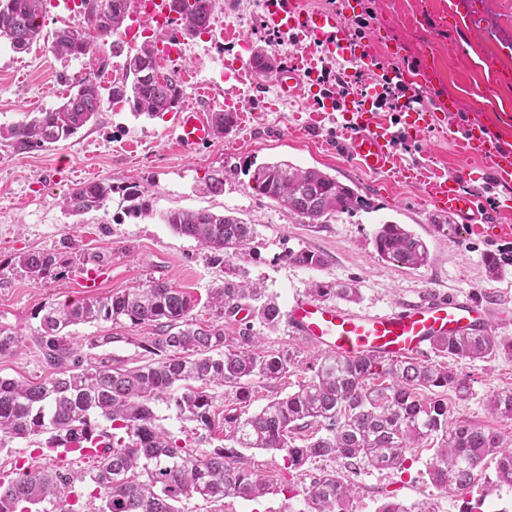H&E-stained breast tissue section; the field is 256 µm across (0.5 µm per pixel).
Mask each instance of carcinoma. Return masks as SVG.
I'll use <instances>...</instances> for the list:
<instances>
[{"instance_id": "1", "label": "carcinoma", "mask_w": 512, "mask_h": 512, "mask_svg": "<svg viewBox=\"0 0 512 512\" xmlns=\"http://www.w3.org/2000/svg\"><path fill=\"white\" fill-rule=\"evenodd\" d=\"M48 0H0V41L24 52L43 34ZM216 0H169L176 31L185 39L209 32ZM128 0H80L78 23L55 31L52 52L74 58L86 55L97 41L117 35L123 27ZM183 91L178 81L159 72L155 44L145 43L126 54L123 78L110 96L126 102L137 114L155 116L175 108ZM103 96L94 82L80 84L60 106L0 129V135L25 148H42L66 141L101 111ZM217 134L234 125L231 112L211 117ZM251 188L309 224H321L334 214L371 209V203L352 187L316 168L300 169L287 162L264 163L250 176ZM119 194L137 202L141 214L151 212L145 190L135 181L122 185L96 181L72 190L64 208L81 214L104 208ZM164 223L176 233L211 250L216 260L227 258L254 238L253 225L232 215L207 210H170ZM378 257L399 267L416 269L429 260L426 242L403 224H382L374 236ZM288 260L307 267L323 258L308 250L290 251ZM19 264L34 279L55 278L64 262L49 253H32ZM315 296L355 301L358 289L317 284ZM200 300L164 281L128 288L109 296L43 306L37 333L16 336L0 329V355L34 345L48 375L39 380L0 377V448L17 439L51 433L57 447L89 448L93 465L78 475L67 467L19 468L17 477L0 480V512H31L43 502L63 504L59 512H75L69 498L75 482L94 485L87 512H181L178 503L199 498L224 503L226 497L254 500L266 496L271 484L238 464L241 451L284 452L288 467L300 469L320 457H338L348 465L378 470L399 469L406 453L430 441L431 483L443 493H455L475 483L483 463L496 460L498 481L512 485V449L501 433L448 419V401L423 392L446 388L458 395L469 391L467 378L441 364L415 358L384 362L377 358L344 359L328 354L314 368L312 379L298 390L269 400L259 411L242 416L216 410L214 388L231 387L241 402L250 397L255 380L288 374L292 359L258 351L260 337L248 325L228 343L224 317L241 305L251 318L268 328L278 325L281 310L266 289L240 279L237 272L211 289L206 306L214 320L190 318ZM148 324L158 336L141 344L158 360L135 368L101 362L84 364L68 328L109 322ZM432 348L442 356L474 361L498 353L512 355V339L491 332L471 336H439ZM168 400L177 413L206 431H229L233 448L211 451L186 449L156 425L155 405ZM492 413L512 419V390L493 394ZM110 430L100 428V421ZM324 427L325 437L296 443L294 434ZM357 495L353 482L334 473L311 479L300 512H349ZM378 512H432L427 503L406 506L389 501Z\"/></svg>"}]
</instances>
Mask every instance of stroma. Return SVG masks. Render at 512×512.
<instances>
[{"mask_svg":"<svg viewBox=\"0 0 512 512\" xmlns=\"http://www.w3.org/2000/svg\"><path fill=\"white\" fill-rule=\"evenodd\" d=\"M264 3L217 0L211 32L184 40V57L162 64L166 74H193L182 85V105L197 107L208 116L227 110L232 102L242 107L231 130L187 152L173 134L176 112L149 118L136 115L126 103L109 100L125 62L124 56H113L111 43L96 44L92 53L76 59L51 52L47 38L70 23L66 10L49 9L43 40L26 52L0 43L2 127L27 113L58 107L84 81L100 85L106 95L96 120L68 141L35 149L0 141V326L22 336L34 335L37 311L84 298L79 279L94 266L106 272L96 296L163 280L200 299L192 316L208 320L212 312L202 301L234 267L266 288L283 309L294 297L310 294L317 283L354 285L359 290L352 304L356 310L388 309L433 294L471 295L493 304V331L512 338V214L499 217L510 233L490 238L474 234L453 218L433 215L424 201L426 178L460 171L467 174L466 190L488 208H495L506 193L494 182L487 159L464 153L441 129L452 125L462 131L479 125L512 151V84H499L493 77L497 71L512 74V0H359L356 13L369 22L363 40L385 74L410 72L425 58L433 66L422 89L437 120L400 151L393 172L380 175L365 173L337 149L346 133L343 113L326 111L315 98L280 99L275 70L301 59L319 75L338 70L340 63L288 38L280 44L271 42L263 21ZM260 49L272 59L273 72L254 70L238 81L225 79L223 60L239 56L248 61ZM450 102L455 105L451 112L446 109ZM275 161L326 172L369 198L372 207L337 214L321 224L303 223L249 186L247 164ZM217 170L224 173V192L205 194L203 183ZM107 179L116 185L134 181L143 186L151 213L130 212L128 202L118 195L104 208L82 215L63 208L62 199L71 189ZM172 209L231 214L253 225L256 235L241 254L223 263L164 224L163 213ZM387 221L407 225L426 242V265L407 269L379 259L373 236ZM301 249L321 255L324 266L308 268L288 260L289 252ZM37 252L59 257L65 263L63 272L49 280L30 277L18 259ZM491 254L505 264L503 275L495 280L485 265ZM253 331L261 338L262 351L292 358L293 365L285 377L256 383L243 404L232 388H218L217 410L259 411L273 397L307 383L324 355L290 336L286 324L272 330L257 323ZM71 334L85 358L118 361L129 368L152 360L142 344L154 338L155 331L144 324H80ZM105 334L115 335L116 343L95 346V339ZM446 363L470 383L465 397L448 392L451 421L512 435V420L493 414L487 406L492 394L512 388V356L500 353L474 362L450 357ZM155 415L158 426L181 445L204 450L230 445L223 434L209 436L198 430L173 405L157 403ZM431 456L430 448L413 449L401 470H354L330 457L294 470L284 468L281 453L247 451L243 466L265 477L273 491L256 501L225 498L224 512H301L305 486L324 471L357 485L351 512H377L388 500L425 502L433 512H512V486L498 482L494 460H486L476 483L457 495L441 493L432 485L427 476ZM21 457L33 458L42 467L56 465L47 435L19 439L0 450V480L12 479L15 461Z\"/></svg>","mask_w":512,"mask_h":512,"instance_id":"35a3bbf8","label":"stroma"}]
</instances>
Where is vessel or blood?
Segmentation results:
<instances>
[{
  "instance_id": "vessel-or-blood-1",
  "label": "vessel or blood",
  "mask_w": 512,
  "mask_h": 512,
  "mask_svg": "<svg viewBox=\"0 0 512 512\" xmlns=\"http://www.w3.org/2000/svg\"><path fill=\"white\" fill-rule=\"evenodd\" d=\"M174 15L167 0H133L125 17L126 29L150 24L167 31L158 43L157 60L177 62L183 55L180 39L171 37ZM265 21L268 27L289 34L322 52L327 57L373 73L378 69L376 57L353 39L343 16L334 10H308L300 0H269ZM276 83L281 97L305 95L308 90L306 71L291 65L281 71ZM382 90L374 80H367L362 92L343 100L324 95L329 109L349 115V131L343 147L363 171L370 174L390 172L402 137L429 127L434 114L411 98L399 99L394 109L398 121L382 116ZM212 129L202 111L186 108L177 115L176 140L184 149H192L210 140ZM465 176L430 182L426 199L433 211L469 223L473 233L499 237V224L478 223L479 204L464 187ZM290 335L343 358L374 355L385 360L416 358L425 354L440 336L484 333L491 326L490 305L469 296H428L399 307L379 311H353L335 303L311 297H297L287 312Z\"/></svg>"
}]
</instances>
